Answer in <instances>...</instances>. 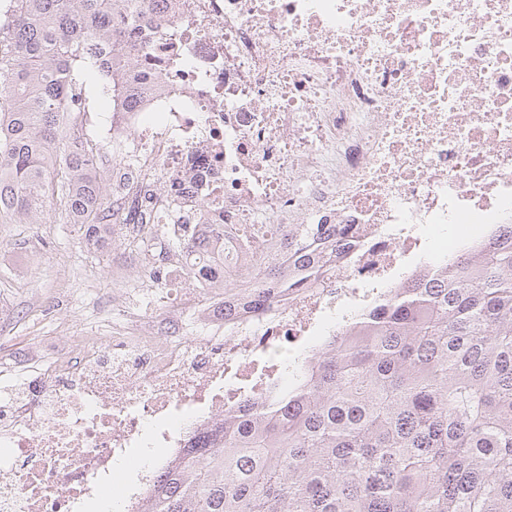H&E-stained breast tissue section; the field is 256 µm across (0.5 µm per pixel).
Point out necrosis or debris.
Listing matches in <instances>:
<instances>
[{
	"instance_id": "1",
	"label": "necrosis or debris",
	"mask_w": 512,
	"mask_h": 512,
	"mask_svg": "<svg viewBox=\"0 0 512 512\" xmlns=\"http://www.w3.org/2000/svg\"><path fill=\"white\" fill-rule=\"evenodd\" d=\"M138 111L95 142L157 224H224L240 253L288 224H350L348 261L317 287L225 319L186 284L212 333L161 336L134 309L111 345L74 338L0 408V512H136L158 463L217 414L284 385L285 346L351 330L398 282L462 246L455 224L512 223V0H152Z\"/></svg>"
}]
</instances>
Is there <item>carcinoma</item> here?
I'll use <instances>...</instances> for the list:
<instances>
[{
  "label": "carcinoma",
  "mask_w": 512,
  "mask_h": 512,
  "mask_svg": "<svg viewBox=\"0 0 512 512\" xmlns=\"http://www.w3.org/2000/svg\"><path fill=\"white\" fill-rule=\"evenodd\" d=\"M147 0H7L0 9V224H75L103 250L115 224L97 156L67 116L95 81L136 105L131 36ZM344 224H289L234 288L224 225H181L167 249L224 289V317L318 283ZM139 512H512V224L399 283L326 337L286 387L224 413L167 459Z\"/></svg>",
  "instance_id": "obj_1"
}]
</instances>
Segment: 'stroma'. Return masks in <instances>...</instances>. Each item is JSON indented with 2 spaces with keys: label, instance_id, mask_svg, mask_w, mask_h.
<instances>
[{
  "label": "stroma",
  "instance_id": "1",
  "mask_svg": "<svg viewBox=\"0 0 512 512\" xmlns=\"http://www.w3.org/2000/svg\"><path fill=\"white\" fill-rule=\"evenodd\" d=\"M118 228L103 251L88 250L72 224H0V357L37 353L42 364L66 331L108 344L120 313L112 298L138 289V310L159 313L142 254Z\"/></svg>",
  "mask_w": 512,
  "mask_h": 512
}]
</instances>
